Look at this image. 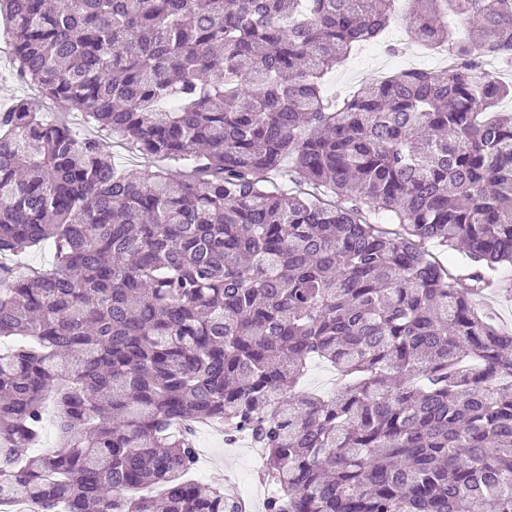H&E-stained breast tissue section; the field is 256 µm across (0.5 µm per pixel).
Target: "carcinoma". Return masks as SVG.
<instances>
[{
  "instance_id": "carcinoma-1",
  "label": "carcinoma",
  "mask_w": 512,
  "mask_h": 512,
  "mask_svg": "<svg viewBox=\"0 0 512 512\" xmlns=\"http://www.w3.org/2000/svg\"><path fill=\"white\" fill-rule=\"evenodd\" d=\"M19 80L179 180L21 99L0 110V504L239 512L178 420L264 450V512H512V0H412L441 73L336 103L325 75L398 0H0ZM465 20L461 41L448 17ZM290 175L340 199L283 196ZM466 249L457 276L425 250ZM345 381L305 393L308 363ZM52 421L57 445L25 455ZM66 119L78 138L96 137L101 142L103 150L111 156L116 165L137 175L147 169L148 162L143 159L142 155L124 142L113 139L106 131L88 123L81 112H67ZM53 251L46 247H37L29 250L18 258L20 266L28 268L48 269L54 262ZM495 279L497 280L495 287L486 289L476 298L482 306L495 309L500 313L503 320L500 322L505 328H508L507 324L510 326L511 317L512 330V268L510 266L500 268Z\"/></svg>"
}]
</instances>
